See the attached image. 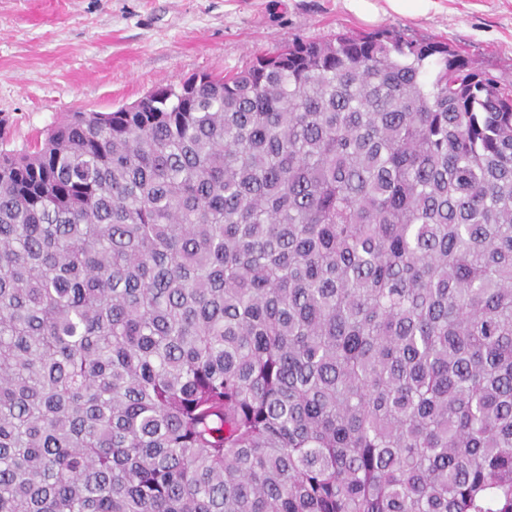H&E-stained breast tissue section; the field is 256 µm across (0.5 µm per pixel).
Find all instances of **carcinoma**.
I'll use <instances>...</instances> for the list:
<instances>
[{
    "instance_id": "carcinoma-1",
    "label": "carcinoma",
    "mask_w": 512,
    "mask_h": 512,
    "mask_svg": "<svg viewBox=\"0 0 512 512\" xmlns=\"http://www.w3.org/2000/svg\"><path fill=\"white\" fill-rule=\"evenodd\" d=\"M7 125L0 512H512L511 85L342 31Z\"/></svg>"
}]
</instances>
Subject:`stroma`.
I'll use <instances>...</instances> for the list:
<instances>
[{
	"label": "stroma",
	"mask_w": 512,
	"mask_h": 512,
	"mask_svg": "<svg viewBox=\"0 0 512 512\" xmlns=\"http://www.w3.org/2000/svg\"><path fill=\"white\" fill-rule=\"evenodd\" d=\"M395 30L447 42L512 80V0H437L369 24L344 0H0V113L23 149L69 112H109L200 71L242 68L296 38Z\"/></svg>",
	"instance_id": "obj_1"
}]
</instances>
